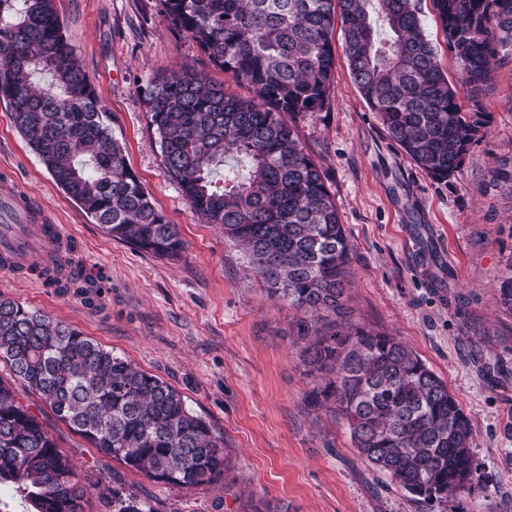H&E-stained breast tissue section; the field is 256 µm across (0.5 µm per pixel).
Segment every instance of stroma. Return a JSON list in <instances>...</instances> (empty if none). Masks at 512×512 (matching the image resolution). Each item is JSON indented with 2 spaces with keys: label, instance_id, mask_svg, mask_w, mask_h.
I'll return each instance as SVG.
<instances>
[{
  "label": "stroma",
  "instance_id": "obj_1",
  "mask_svg": "<svg viewBox=\"0 0 512 512\" xmlns=\"http://www.w3.org/2000/svg\"><path fill=\"white\" fill-rule=\"evenodd\" d=\"M55 8L113 137L185 248L162 259L107 235L55 184L0 98V169L76 235L75 261L106 278L89 304L0 271V295L166 380L223 438L227 463L223 481L181 490L126 470L45 414L88 486L84 512H112L101 490L116 474L154 512H512V307L500 292L512 275V53L484 99L490 131L446 182L387 138L344 55L325 107L296 119L352 246L353 320L409 344L471 422L470 492L427 505L360 458L332 409L308 406L299 313L268 297L244 254L195 213L164 167L146 104L154 77L199 73L242 98L248 86L172 31L156 0H55Z\"/></svg>",
  "mask_w": 512,
  "mask_h": 512
}]
</instances>
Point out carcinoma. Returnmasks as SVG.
<instances>
[{
    "instance_id": "1",
    "label": "carcinoma",
    "mask_w": 512,
    "mask_h": 512,
    "mask_svg": "<svg viewBox=\"0 0 512 512\" xmlns=\"http://www.w3.org/2000/svg\"><path fill=\"white\" fill-rule=\"evenodd\" d=\"M419 0H158L171 28L252 90L240 99L203 74L152 81L150 126L165 168L190 206L248 258L270 296L300 313L307 365L322 373L309 405L335 406L360 457L423 503L469 492L472 427L447 385L394 336L352 323L344 294L351 245L294 118L326 105L341 22L350 74L386 136L430 178L446 181L493 115L483 102L500 55L512 50V0H433L448 83L419 17ZM0 96L11 120L65 194L104 231L157 258L184 250L104 124L106 112L54 0H0ZM87 301L102 273L55 278ZM0 487L29 512H82L71 458L14 388L20 382L91 447L180 489L224 476L223 439L164 379L79 329L0 295ZM112 512H152L120 486Z\"/></svg>"
}]
</instances>
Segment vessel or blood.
I'll list each match as a JSON object with an SVG mask.
<instances>
[{"label": "vessel or blood", "instance_id": "obj_1", "mask_svg": "<svg viewBox=\"0 0 512 512\" xmlns=\"http://www.w3.org/2000/svg\"><path fill=\"white\" fill-rule=\"evenodd\" d=\"M0 207L13 218L0 226V270L12 276L31 265L49 263L56 246L71 237L66 225L55 223L35 206L29 193L7 174L0 176Z\"/></svg>", "mask_w": 512, "mask_h": 512}]
</instances>
